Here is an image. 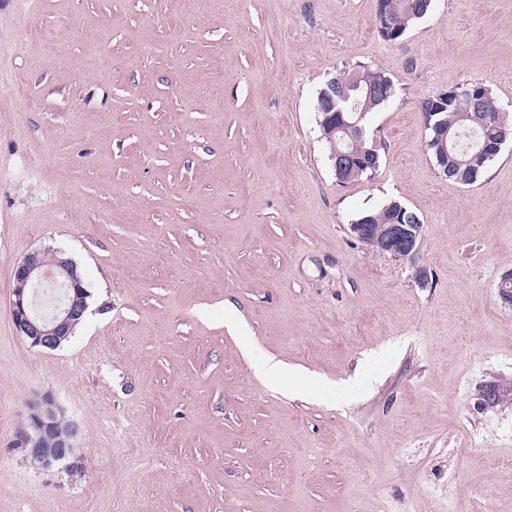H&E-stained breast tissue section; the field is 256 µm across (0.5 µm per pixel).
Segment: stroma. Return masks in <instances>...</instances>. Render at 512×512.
Masks as SVG:
<instances>
[{"instance_id": "obj_1", "label": "stroma", "mask_w": 512, "mask_h": 512, "mask_svg": "<svg viewBox=\"0 0 512 512\" xmlns=\"http://www.w3.org/2000/svg\"><path fill=\"white\" fill-rule=\"evenodd\" d=\"M377 8L0 0V512H512V143L460 184L421 112L479 83L512 114V0H432L395 41ZM358 64L394 94L342 184L316 100ZM394 199L413 263L350 228ZM51 245L91 293L53 351L9 277ZM45 392L80 427L66 471L12 445ZM258 371L271 383L288 387V390L300 392L308 390V376L286 367L280 361L268 359L258 366Z\"/></svg>"}]
</instances>
